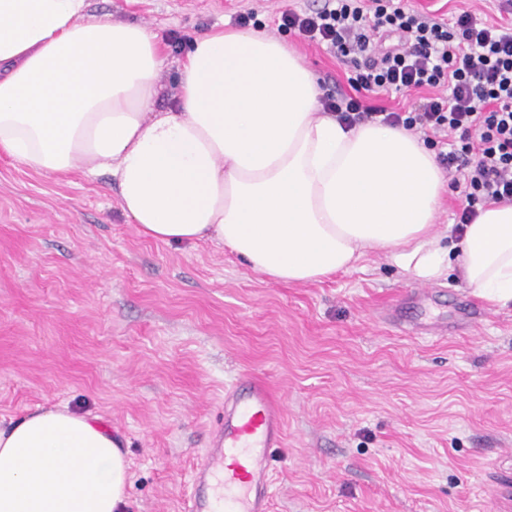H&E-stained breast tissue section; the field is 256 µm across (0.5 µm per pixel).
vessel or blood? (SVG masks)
<instances>
[{"mask_svg":"<svg viewBox=\"0 0 512 512\" xmlns=\"http://www.w3.org/2000/svg\"><path fill=\"white\" fill-rule=\"evenodd\" d=\"M282 418L281 403L260 379L244 378L228 390L213 443L194 467L184 512H270Z\"/></svg>","mask_w":512,"mask_h":512,"instance_id":"1","label":"vessel or blood"}]
</instances>
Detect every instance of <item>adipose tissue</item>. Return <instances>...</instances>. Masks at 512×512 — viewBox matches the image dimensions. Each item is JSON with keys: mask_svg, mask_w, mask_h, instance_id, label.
Here are the masks:
<instances>
[{"mask_svg": "<svg viewBox=\"0 0 512 512\" xmlns=\"http://www.w3.org/2000/svg\"><path fill=\"white\" fill-rule=\"evenodd\" d=\"M90 0H0V152L45 175L108 174L143 235L214 239L252 270L314 283L381 250L425 282L458 272L512 302V205L439 229L445 180L408 131L323 114L313 73L262 29L215 27L155 108L157 34ZM129 465L94 415L0 425V512H123Z\"/></svg>", "mask_w": 512, "mask_h": 512, "instance_id": "adipose-tissue-1", "label": "adipose tissue"}]
</instances>
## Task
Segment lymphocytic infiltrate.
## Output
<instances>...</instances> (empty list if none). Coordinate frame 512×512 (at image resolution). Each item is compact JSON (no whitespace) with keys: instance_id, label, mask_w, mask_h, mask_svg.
<instances>
[{"instance_id":"obj_1","label":"lymphocytic infiltrate","mask_w":512,"mask_h":512,"mask_svg":"<svg viewBox=\"0 0 512 512\" xmlns=\"http://www.w3.org/2000/svg\"><path fill=\"white\" fill-rule=\"evenodd\" d=\"M282 25L325 44L356 70L351 97H327L325 112L346 126L367 121L448 138L437 159L461 191L457 221L478 206L512 204V24L463 11L451 20L414 13L400 0H324L320 8L283 12ZM446 88L439 97L435 88ZM420 92L410 110L386 111L358 92Z\"/></svg>"}]
</instances>
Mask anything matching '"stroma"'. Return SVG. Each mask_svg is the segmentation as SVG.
<instances>
[{"label": "stroma", "instance_id": "1", "mask_svg": "<svg viewBox=\"0 0 512 512\" xmlns=\"http://www.w3.org/2000/svg\"><path fill=\"white\" fill-rule=\"evenodd\" d=\"M315 0H91L145 26L165 53L158 106L193 38L251 9L322 94L350 67L280 28ZM421 282L385 253L282 284L223 244L143 235L103 175L45 176L0 154V422L59 404L100 417L130 465L125 512H180L224 389L263 380L284 406L270 512H512V304L456 276L427 285L423 321L391 325ZM486 315L462 322L460 303Z\"/></svg>", "mask_w": 512, "mask_h": 512}]
</instances>
